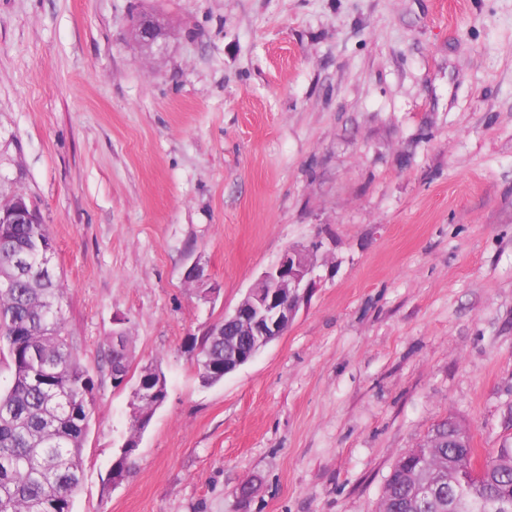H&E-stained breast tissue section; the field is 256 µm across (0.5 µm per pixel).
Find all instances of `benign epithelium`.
<instances>
[{"label": "benign epithelium", "mask_w": 512, "mask_h": 512, "mask_svg": "<svg viewBox=\"0 0 512 512\" xmlns=\"http://www.w3.org/2000/svg\"><path fill=\"white\" fill-rule=\"evenodd\" d=\"M37 208L17 196L0 203V224H37ZM318 245L290 248L266 270L258 282L239 301L233 313L224 316L223 324L213 335L224 337L230 343L244 342L245 353L234 352L224 360V374L235 371L255 358L272 340L284 334L294 321L300 305L307 298L314 283L310 278L314 253ZM143 399L139 388H132L130 400L129 436L124 448L139 447L140 435L145 429L138 405Z\"/></svg>", "instance_id": "benign-epithelium-1"}]
</instances>
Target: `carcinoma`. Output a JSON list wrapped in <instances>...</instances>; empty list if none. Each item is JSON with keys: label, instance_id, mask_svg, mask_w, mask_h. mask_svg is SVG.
<instances>
[{"label": "carcinoma", "instance_id": "carcinoma-1", "mask_svg": "<svg viewBox=\"0 0 512 512\" xmlns=\"http://www.w3.org/2000/svg\"><path fill=\"white\" fill-rule=\"evenodd\" d=\"M45 224H0V350L11 385L0 390V512H72L95 382L62 330V288ZM22 254V272L13 258ZM110 371L129 368V337L109 341ZM200 382L224 379V337H202ZM450 416L428 430L420 454H403L383 488L387 512H512V446L469 467L471 438Z\"/></svg>", "mask_w": 512, "mask_h": 512}]
</instances>
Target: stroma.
I'll return each mask as SVG.
<instances>
[{
  "label": "stroma",
  "instance_id": "1",
  "mask_svg": "<svg viewBox=\"0 0 512 512\" xmlns=\"http://www.w3.org/2000/svg\"><path fill=\"white\" fill-rule=\"evenodd\" d=\"M19 195L96 383L74 512H375L432 424L512 442V0H0ZM314 242L287 331L201 386L194 340ZM118 324L168 397L115 486Z\"/></svg>",
  "mask_w": 512,
  "mask_h": 512
}]
</instances>
